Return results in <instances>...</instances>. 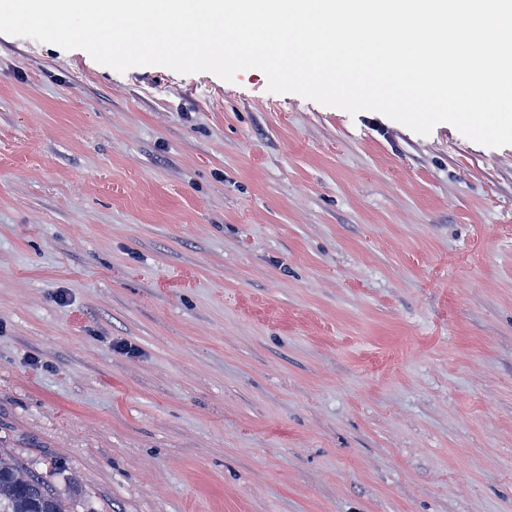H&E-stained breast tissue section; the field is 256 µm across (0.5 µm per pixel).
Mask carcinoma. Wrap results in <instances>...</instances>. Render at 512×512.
I'll return each instance as SVG.
<instances>
[{"label": "carcinoma", "instance_id": "carcinoma-1", "mask_svg": "<svg viewBox=\"0 0 512 512\" xmlns=\"http://www.w3.org/2000/svg\"><path fill=\"white\" fill-rule=\"evenodd\" d=\"M0 512H69L48 481L0 451Z\"/></svg>", "mask_w": 512, "mask_h": 512}]
</instances>
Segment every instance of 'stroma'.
I'll return each instance as SVG.
<instances>
[{
    "instance_id": "obj_1",
    "label": "stroma",
    "mask_w": 512,
    "mask_h": 512,
    "mask_svg": "<svg viewBox=\"0 0 512 512\" xmlns=\"http://www.w3.org/2000/svg\"><path fill=\"white\" fill-rule=\"evenodd\" d=\"M0 448L73 512H512V146L0 34Z\"/></svg>"
}]
</instances>
